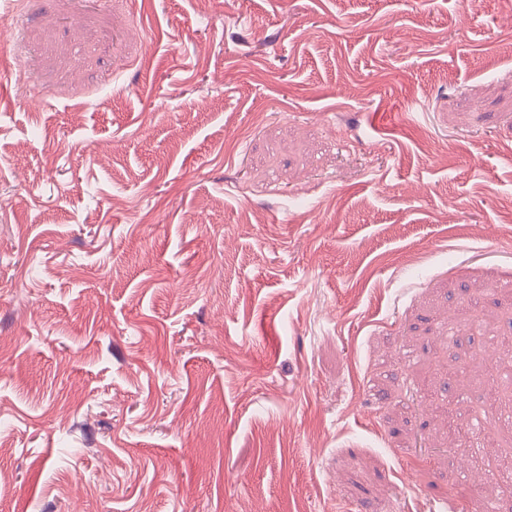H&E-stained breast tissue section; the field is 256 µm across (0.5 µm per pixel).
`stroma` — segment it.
Returning <instances> with one entry per match:
<instances>
[{
    "instance_id": "obj_1",
    "label": "stroma",
    "mask_w": 512,
    "mask_h": 512,
    "mask_svg": "<svg viewBox=\"0 0 512 512\" xmlns=\"http://www.w3.org/2000/svg\"><path fill=\"white\" fill-rule=\"evenodd\" d=\"M0 25V512H512V0Z\"/></svg>"
}]
</instances>
